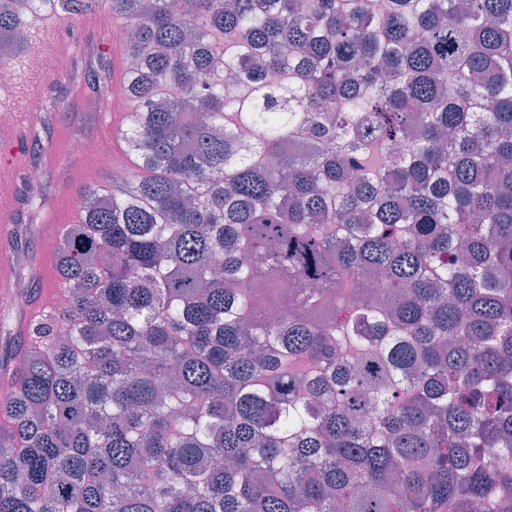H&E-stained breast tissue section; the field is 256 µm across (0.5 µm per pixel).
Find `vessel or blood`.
<instances>
[{"instance_id":"vessel-or-blood-1","label":"vessel or blood","mask_w":512,"mask_h":512,"mask_svg":"<svg viewBox=\"0 0 512 512\" xmlns=\"http://www.w3.org/2000/svg\"><path fill=\"white\" fill-rule=\"evenodd\" d=\"M119 25V19L101 8L92 9L90 18L81 19L77 26L78 36L74 39L67 36L56 23H44L40 32L55 45L54 52L45 58L47 73L61 76L64 66L75 58L77 51H84L88 55L101 51L112 59L114 83H121L124 47L116 36ZM13 84L14 78L10 72L1 70L0 107L8 109L9 115L0 117V286L10 285L16 277L18 256L11 245L15 238L19 208L16 190L26 180L34 162L28 148V130L37 115L24 111V101L40 97L43 91L42 84L34 83L28 86L24 96L19 97L13 90ZM127 107V98H116L91 118L78 115L73 122L80 125L85 134L105 142L112 156L117 157L122 153L119 130ZM59 164L74 182L87 181L98 168L95 160L84 155L72 143L62 150ZM77 221L74 200L68 196L57 199L41 217L44 249L40 263L32 270L39 288V302L51 303L60 286L55 249L63 228Z\"/></svg>"}]
</instances>
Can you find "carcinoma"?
I'll use <instances>...</instances> for the list:
<instances>
[{"mask_svg":"<svg viewBox=\"0 0 512 512\" xmlns=\"http://www.w3.org/2000/svg\"><path fill=\"white\" fill-rule=\"evenodd\" d=\"M94 3L0 0V66ZM105 4L136 172L4 360L0 512H512V0Z\"/></svg>","mask_w":512,"mask_h":512,"instance_id":"obj_1","label":"carcinoma"}]
</instances>
